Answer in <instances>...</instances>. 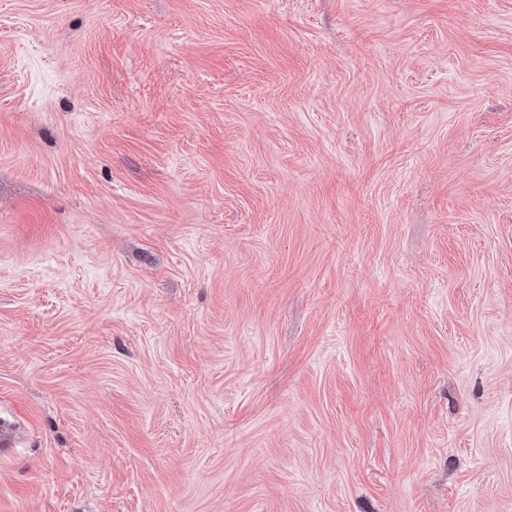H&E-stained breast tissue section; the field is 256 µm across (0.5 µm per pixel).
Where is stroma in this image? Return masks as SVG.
I'll return each mask as SVG.
<instances>
[{"label": "stroma", "instance_id": "35a3bbf8", "mask_svg": "<svg viewBox=\"0 0 512 512\" xmlns=\"http://www.w3.org/2000/svg\"><path fill=\"white\" fill-rule=\"evenodd\" d=\"M0 512H512V0H0Z\"/></svg>", "mask_w": 512, "mask_h": 512}]
</instances>
